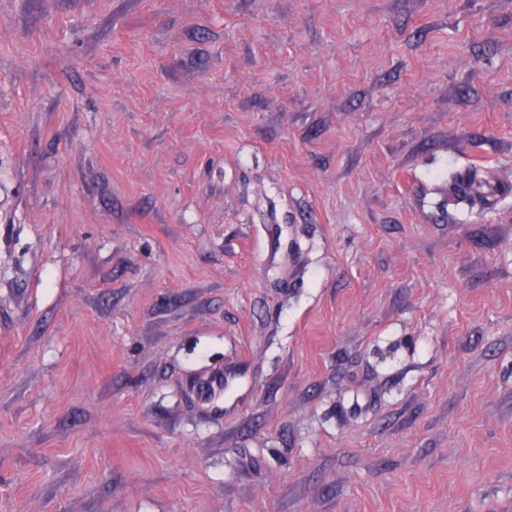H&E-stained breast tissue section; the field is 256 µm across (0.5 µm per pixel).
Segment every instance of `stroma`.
I'll return each instance as SVG.
<instances>
[{
    "label": "stroma",
    "mask_w": 512,
    "mask_h": 512,
    "mask_svg": "<svg viewBox=\"0 0 512 512\" xmlns=\"http://www.w3.org/2000/svg\"><path fill=\"white\" fill-rule=\"evenodd\" d=\"M0 512H512V0H0ZM240 374L241 371L216 372L200 384L198 394L206 398L218 391L227 390L233 380Z\"/></svg>",
    "instance_id": "35a3bbf8"
}]
</instances>
